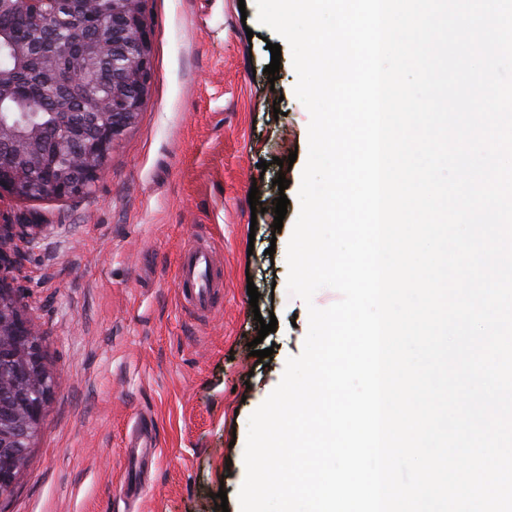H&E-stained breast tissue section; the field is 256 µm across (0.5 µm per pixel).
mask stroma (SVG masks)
Returning a JSON list of instances; mask_svg holds the SVG:
<instances>
[{"instance_id":"1","label":"stroma","mask_w":512,"mask_h":512,"mask_svg":"<svg viewBox=\"0 0 512 512\" xmlns=\"http://www.w3.org/2000/svg\"><path fill=\"white\" fill-rule=\"evenodd\" d=\"M144 11L152 77L103 177L73 200L0 196V217L33 239L13 275L56 378L0 512H241L249 417L304 348L308 304L287 289L286 255L310 115L294 92L291 49L259 23L255 0H145ZM194 240L212 245L224 274V301L204 317L175 284ZM260 314L278 321L264 338ZM256 339L273 348L270 364L251 356ZM140 419L152 422L158 452L142 495L121 500L125 441Z\"/></svg>"}]
</instances>
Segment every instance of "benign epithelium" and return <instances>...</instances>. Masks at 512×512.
I'll return each instance as SVG.
<instances>
[{
  "label": "benign epithelium",
  "instance_id": "7a95c632",
  "mask_svg": "<svg viewBox=\"0 0 512 512\" xmlns=\"http://www.w3.org/2000/svg\"><path fill=\"white\" fill-rule=\"evenodd\" d=\"M96 5L93 16L83 10L71 18V39L60 51L49 38L38 45L16 40V33L0 20V195L28 200L73 199L87 194L100 178L112 148L138 121L151 79L149 35L143 12L144 0H0V17L20 19L26 29L39 35L56 10L71 3ZM112 36V54L130 59L127 67L112 66L111 81L103 84L99 74L105 37ZM55 86L56 124L50 132L54 155L39 148L37 133H26L9 123L4 113L48 109V100L23 85L37 86L45 80ZM25 225H0V288H21L7 281L9 270L28 243L21 233ZM41 332L25 314L11 323L0 322V355H11L21 375H29L28 363L40 362L38 341L16 346L23 336ZM46 397L30 409L31 419H11L13 432L24 439L28 423L45 417Z\"/></svg>",
  "mask_w": 512,
  "mask_h": 512
}]
</instances>
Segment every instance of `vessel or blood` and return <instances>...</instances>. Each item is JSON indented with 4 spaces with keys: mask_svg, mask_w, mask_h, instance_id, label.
Masks as SVG:
<instances>
[{
    "mask_svg": "<svg viewBox=\"0 0 512 512\" xmlns=\"http://www.w3.org/2000/svg\"><path fill=\"white\" fill-rule=\"evenodd\" d=\"M177 288L180 299L200 316L215 309L224 296V279L218 272L215 250L206 242L192 241L180 253ZM126 448L130 479L121 489L123 496H135L142 484L145 470L151 463L154 445L150 430L137 425L129 434Z\"/></svg>",
    "mask_w": 512,
    "mask_h": 512,
    "instance_id": "b4317fda",
    "label": "vessel or blood"
}]
</instances>
